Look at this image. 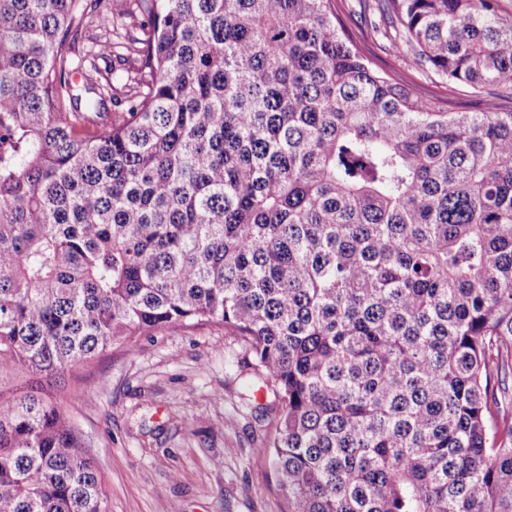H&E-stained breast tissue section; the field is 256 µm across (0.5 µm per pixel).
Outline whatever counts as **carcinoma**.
I'll return each instance as SVG.
<instances>
[{"label": "carcinoma", "mask_w": 512, "mask_h": 512, "mask_svg": "<svg viewBox=\"0 0 512 512\" xmlns=\"http://www.w3.org/2000/svg\"><path fill=\"white\" fill-rule=\"evenodd\" d=\"M382 11L512 90L499 0ZM205 324L285 512H512V110L373 65L336 0H0V512H105L56 375Z\"/></svg>", "instance_id": "obj_1"}]
</instances>
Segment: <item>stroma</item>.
<instances>
[{
  "label": "stroma",
  "mask_w": 512,
  "mask_h": 512,
  "mask_svg": "<svg viewBox=\"0 0 512 512\" xmlns=\"http://www.w3.org/2000/svg\"><path fill=\"white\" fill-rule=\"evenodd\" d=\"M338 8L362 53L451 109L512 107L511 94L473 95L392 53L378 0ZM244 356L223 327H172L65 372L63 408L103 478L106 512H284L270 467L255 460L276 417L242 409L253 374Z\"/></svg>",
  "instance_id": "obj_1"
}]
</instances>
